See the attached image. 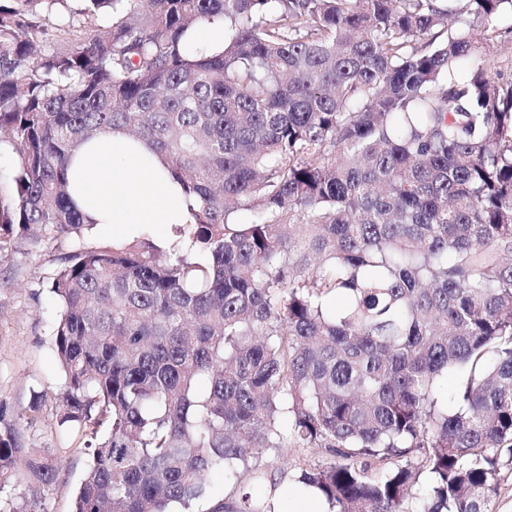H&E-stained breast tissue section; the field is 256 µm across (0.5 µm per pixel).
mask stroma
Segmentation results:
<instances>
[{
  "mask_svg": "<svg viewBox=\"0 0 512 512\" xmlns=\"http://www.w3.org/2000/svg\"><path fill=\"white\" fill-rule=\"evenodd\" d=\"M82 0H61L60 4H39L37 13L44 24V45L51 51L67 50L75 34H88L99 26L98 20L81 16L79 30L67 28L73 12H80ZM475 38L489 44L497 60L494 77L512 80V14L503 13L489 31H475ZM108 229L84 232L81 237L61 236L54 232L16 235L0 251V405L8 413L23 414L19 443L23 452H37L59 466L56 481L47 488H34L23 466L0 490V512H12L19 504L42 500L47 512H72L74 493L84 478L90 458L81 440L62 437L56 429L59 412L57 395L64 379L50 345L51 327L59 304L49 292L48 282L66 254L78 249L93 250L111 243ZM248 486L255 495L276 493L287 501L288 482L277 489L251 483L241 476L239 484L225 482L223 473L210 474L207 494L195 505V512H210L211 505Z\"/></svg>",
  "mask_w": 512,
  "mask_h": 512,
  "instance_id": "35a3bbf8",
  "label": "stroma"
}]
</instances>
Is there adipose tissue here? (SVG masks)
Returning a JSON list of instances; mask_svg holds the SVG:
<instances>
[{
    "mask_svg": "<svg viewBox=\"0 0 512 512\" xmlns=\"http://www.w3.org/2000/svg\"><path fill=\"white\" fill-rule=\"evenodd\" d=\"M71 199L86 223L111 229L113 236L149 231L165 246L164 231L192 221L194 199L168 164L144 141L121 131L99 135L70 160Z\"/></svg>",
    "mask_w": 512,
    "mask_h": 512,
    "instance_id": "ef3b65f1",
    "label": "adipose tissue"
}]
</instances>
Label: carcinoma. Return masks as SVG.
<instances>
[{
    "instance_id": "1",
    "label": "carcinoma",
    "mask_w": 512,
    "mask_h": 512,
    "mask_svg": "<svg viewBox=\"0 0 512 512\" xmlns=\"http://www.w3.org/2000/svg\"><path fill=\"white\" fill-rule=\"evenodd\" d=\"M34 2L0 0L18 156L0 249L81 236L70 158L120 129L194 196L179 232L205 256L114 243L53 274L58 427L93 456L73 512H192L214 469L328 512H492L512 463V81L473 30L512 0H82L112 25L67 53ZM216 23L224 50L189 57ZM23 419L0 414V483ZM277 448L321 457L272 470ZM24 468L57 476L37 453ZM211 512L279 503L238 490Z\"/></svg>"
}]
</instances>
